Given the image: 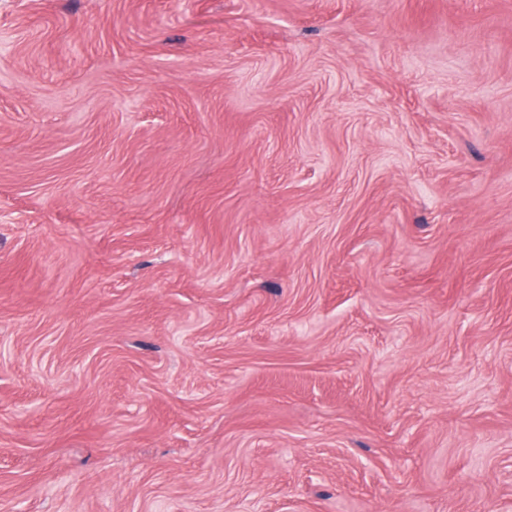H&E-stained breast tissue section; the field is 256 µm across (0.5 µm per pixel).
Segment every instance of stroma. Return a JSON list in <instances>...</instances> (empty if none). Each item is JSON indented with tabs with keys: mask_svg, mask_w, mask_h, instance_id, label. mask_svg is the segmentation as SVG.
<instances>
[{
	"mask_svg": "<svg viewBox=\"0 0 512 512\" xmlns=\"http://www.w3.org/2000/svg\"><path fill=\"white\" fill-rule=\"evenodd\" d=\"M0 512H512V0H0Z\"/></svg>",
	"mask_w": 512,
	"mask_h": 512,
	"instance_id": "stroma-1",
	"label": "stroma"
}]
</instances>
